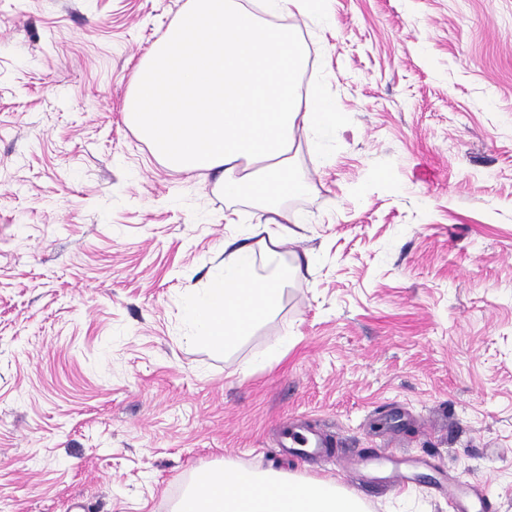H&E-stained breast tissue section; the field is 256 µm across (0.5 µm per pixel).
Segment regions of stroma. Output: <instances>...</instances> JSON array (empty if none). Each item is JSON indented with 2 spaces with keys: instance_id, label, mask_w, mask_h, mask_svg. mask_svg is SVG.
Returning <instances> with one entry per match:
<instances>
[{
  "instance_id": "1",
  "label": "stroma",
  "mask_w": 512,
  "mask_h": 512,
  "mask_svg": "<svg viewBox=\"0 0 512 512\" xmlns=\"http://www.w3.org/2000/svg\"><path fill=\"white\" fill-rule=\"evenodd\" d=\"M187 2L0 0V512H170L227 464L371 512H512V0L300 26L299 91L341 115L297 135L279 203L282 264L313 267L225 353L186 310L266 215L123 116ZM279 443L281 448H290L295 456L304 457L318 452L321 440L315 435L312 437L304 433L290 432L287 428Z\"/></svg>"
}]
</instances>
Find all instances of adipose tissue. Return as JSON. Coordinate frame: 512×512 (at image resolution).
Returning <instances> with one entry per match:
<instances>
[{
  "instance_id": "adipose-tissue-1",
  "label": "adipose tissue",
  "mask_w": 512,
  "mask_h": 512,
  "mask_svg": "<svg viewBox=\"0 0 512 512\" xmlns=\"http://www.w3.org/2000/svg\"><path fill=\"white\" fill-rule=\"evenodd\" d=\"M327 0H263L286 17L274 27L239 0H188L138 69L124 102L127 124L171 169L215 174L225 197H246L269 217L255 225L258 247H224V271L188 315L197 341L218 350L236 342L277 307L302 265L277 263L284 243L273 217L281 199L303 188L289 161L294 133L321 138L339 114L322 93L302 98L305 65L295 27L326 12ZM263 252L270 273L255 274ZM367 504L334 480L245 466L199 471L172 512H367Z\"/></svg>"
}]
</instances>
